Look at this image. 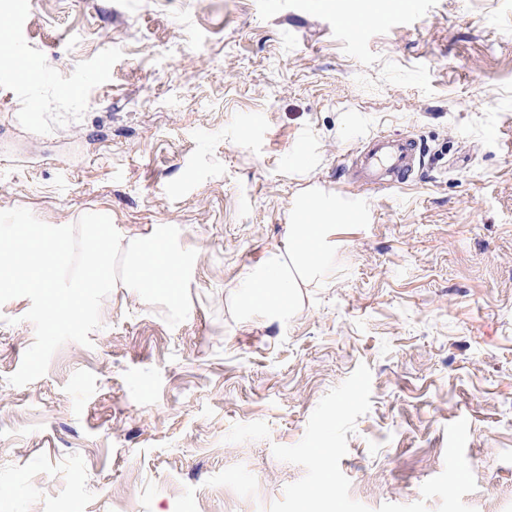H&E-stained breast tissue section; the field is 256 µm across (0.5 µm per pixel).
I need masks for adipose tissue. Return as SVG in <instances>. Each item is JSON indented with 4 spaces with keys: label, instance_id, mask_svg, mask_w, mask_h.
<instances>
[{
    "label": "adipose tissue",
    "instance_id": "adipose-tissue-1",
    "mask_svg": "<svg viewBox=\"0 0 512 512\" xmlns=\"http://www.w3.org/2000/svg\"><path fill=\"white\" fill-rule=\"evenodd\" d=\"M347 207L311 193L300 198L291 213L281 249L260 267L247 269L240 294L245 312H261L281 321L291 314L302 284L319 278L336 248L337 224L349 223Z\"/></svg>",
    "mask_w": 512,
    "mask_h": 512
}]
</instances>
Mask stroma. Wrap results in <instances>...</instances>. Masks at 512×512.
<instances>
[{
    "label": "stroma",
    "instance_id": "obj_1",
    "mask_svg": "<svg viewBox=\"0 0 512 512\" xmlns=\"http://www.w3.org/2000/svg\"><path fill=\"white\" fill-rule=\"evenodd\" d=\"M14 6L0 210L197 257L183 322L113 289L21 387L31 302L0 305V512H512V0ZM380 133L420 143L408 183L354 176ZM310 192L359 222L288 319L243 317Z\"/></svg>",
    "mask_w": 512,
    "mask_h": 512
}]
</instances>
